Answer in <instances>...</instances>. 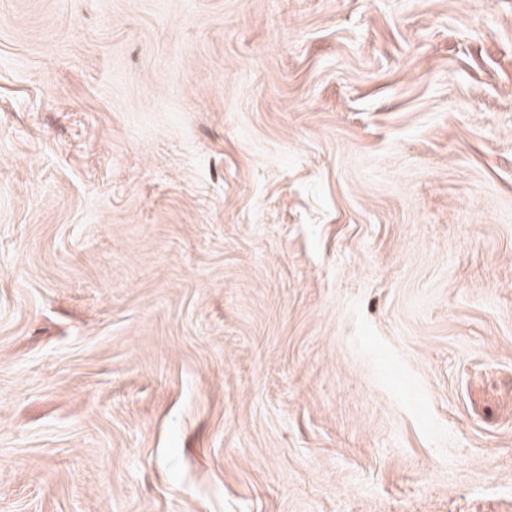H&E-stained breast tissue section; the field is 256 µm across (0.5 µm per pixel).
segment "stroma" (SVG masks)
<instances>
[{"label":"stroma","mask_w":512,"mask_h":512,"mask_svg":"<svg viewBox=\"0 0 512 512\" xmlns=\"http://www.w3.org/2000/svg\"><path fill=\"white\" fill-rule=\"evenodd\" d=\"M0 512H512V0H0Z\"/></svg>","instance_id":"35a3bbf8"}]
</instances>
